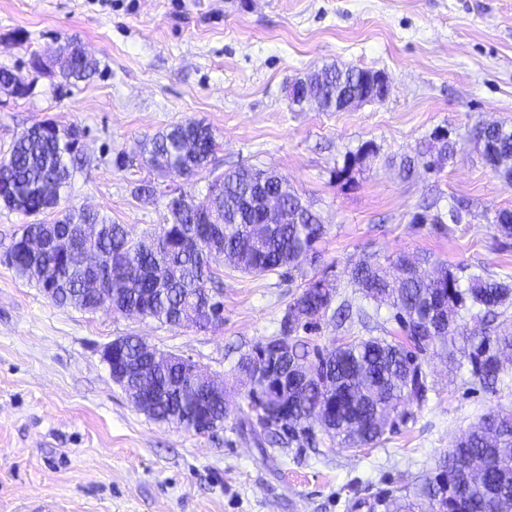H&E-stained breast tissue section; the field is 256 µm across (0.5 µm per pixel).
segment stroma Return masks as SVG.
<instances>
[{
  "instance_id": "stroma-1",
  "label": "stroma",
  "mask_w": 512,
  "mask_h": 512,
  "mask_svg": "<svg viewBox=\"0 0 512 512\" xmlns=\"http://www.w3.org/2000/svg\"><path fill=\"white\" fill-rule=\"evenodd\" d=\"M69 39L96 60L92 79L69 83L55 65ZM333 63L385 72V101L292 107L289 86ZM0 67L32 88L0 91V157L33 123L79 129L66 203L132 238L162 224L168 190L206 193L207 178L177 176L135 193L155 178L141 141L186 119L212 127L218 170L277 169L326 230L306 276L225 268L222 319L205 330L57 307L0 258V512H348L352 492L424 474L470 423L512 409L511 374L489 391L468 366L431 355L428 402L384 444L354 450L321 434L315 448L265 456L236 428L235 371L278 334L305 277L359 298L348 271L360 258L405 252L428 256L429 272L512 278V237L486 220L512 209V187L473 135L484 123L512 128V0H0ZM442 138L455 142L452 158L402 174L403 157ZM461 202L462 221L448 220ZM435 212L444 223H431ZM128 335L223 380V430L200 435L136 409L100 356Z\"/></svg>"
}]
</instances>
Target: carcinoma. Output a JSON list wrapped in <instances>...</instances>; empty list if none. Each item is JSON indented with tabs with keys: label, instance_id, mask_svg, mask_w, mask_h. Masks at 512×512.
I'll return each mask as SVG.
<instances>
[{
	"label": "carcinoma",
	"instance_id": "1",
	"mask_svg": "<svg viewBox=\"0 0 512 512\" xmlns=\"http://www.w3.org/2000/svg\"><path fill=\"white\" fill-rule=\"evenodd\" d=\"M64 75L83 81L95 71L97 63L85 54L69 56ZM379 72L332 64L319 70L314 83L304 93L315 99L323 112L342 97L361 96ZM476 138L483 143L485 162L512 186V129L501 125L488 130L479 126ZM79 131L65 134L50 122H38L14 139L9 153L0 158V189L18 187L23 199L3 207L33 218L23 225L7 249L10 266L21 278H30L29 266L38 259L52 278L61 284L54 305L72 307L71 294L84 287L85 268L72 258L54 265L52 254L34 257L21 247L28 236L51 237L80 231L89 225L95 229L91 247L104 256L125 263L123 272L104 265L101 275L110 279L112 293L120 298L115 310L137 312L162 325L179 328L172 312L201 293L219 291L220 263L254 274L303 272L316 263V243L324 233L320 218L306 207L297 194L282 200L287 217L281 224H268L264 209L247 207L244 197L253 189L251 182L267 170L243 166L215 173L218 149L212 128L200 121L185 120L143 140L140 155L157 177L177 174L186 180L207 173L212 176L211 190L198 202L203 209L213 208L221 218L215 239L223 256L211 253L207 246L196 252L181 248L182 239L192 230L190 211L182 199L166 203L167 224L143 238L129 237L124 225L116 224L97 212L67 206L60 211L47 205L45 187L53 189L56 203L68 194L76 162ZM56 214L51 220L45 214ZM492 223L495 230L512 236V210L497 209ZM443 280L428 279L419 263L401 255L392 270L367 256L351 268L350 280L362 290L363 297L394 310L393 318L403 332V340L369 336H351L329 346L310 344L302 330L318 323L328 312L340 322L365 324L371 314L361 304L345 300L333 307L336 287L326 278L312 277L301 286L280 321V336L288 339V362L294 377L288 383L273 379L258 394V386L244 384L241 395L243 421L259 443L283 448L314 442L317 427L316 408H331L324 432L348 448H373L387 439L401 424L414 418L413 408H422L432 390L421 358L433 354L453 364L466 360L473 378L483 387L494 388L501 376L512 373V283L472 274L468 285L443 271ZM471 314L495 323L484 336L457 335L458 321ZM157 384L169 395L159 403L157 415L164 417L177 407L176 391L186 382L182 371L171 365L154 375ZM288 393V419L276 428L263 427L268 407ZM226 419V409L205 407L198 421L169 423L188 431L205 429L210 418ZM469 486V495L461 499L454 486ZM512 512V411L498 410L471 423L456 445L437 462L434 471L417 481L401 480L367 499H352L348 508L358 512Z\"/></svg>",
	"mask_w": 512,
	"mask_h": 512
}]
</instances>
